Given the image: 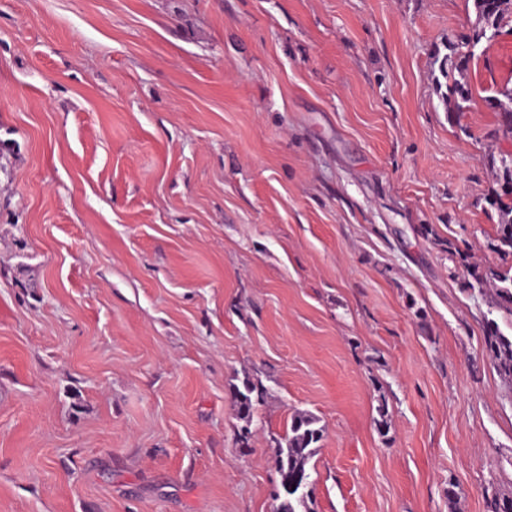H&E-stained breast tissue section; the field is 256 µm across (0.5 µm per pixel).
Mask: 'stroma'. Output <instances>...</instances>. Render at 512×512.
Instances as JSON below:
<instances>
[{"mask_svg": "<svg viewBox=\"0 0 512 512\" xmlns=\"http://www.w3.org/2000/svg\"><path fill=\"white\" fill-rule=\"evenodd\" d=\"M465 0H0V512H487L512 383L452 249L494 266ZM267 392L249 447L232 389ZM386 404L390 428L375 419ZM456 498H448V488ZM475 12V29L472 37L460 44L449 42V53L438 63V70L446 81L447 92L442 101L450 114L463 112L472 101L468 84L456 79L454 72L464 78L468 65L476 55V48L483 42H491L512 22L511 0H472ZM465 48V50H463ZM318 423L319 419L306 411H296L291 417L284 439L285 447L280 446L275 461L284 495L276 508L277 512H311L296 511V507L306 505L310 498L312 481L307 464L324 437V429ZM292 485H295V489H292Z\"/></svg>", "mask_w": 512, "mask_h": 512, "instance_id": "1", "label": "stroma"}]
</instances>
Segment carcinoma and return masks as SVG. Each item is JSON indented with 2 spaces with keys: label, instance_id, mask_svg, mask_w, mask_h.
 I'll return each instance as SVG.
<instances>
[{
  "label": "carcinoma",
  "instance_id": "1",
  "mask_svg": "<svg viewBox=\"0 0 512 512\" xmlns=\"http://www.w3.org/2000/svg\"><path fill=\"white\" fill-rule=\"evenodd\" d=\"M475 12V29L472 37L461 43H448V54L438 61V70L446 81L447 92L442 101L450 114H459L472 101L468 84L460 77L465 75L468 65L476 55L482 42H491L512 22V0H472ZM485 101L497 112L503 133L512 135V87L504 85L491 89ZM502 174L500 191L490 198L491 205L500 213L494 249L502 261L512 259V155L502 153L493 159ZM459 263L466 268L469 279L466 287L485 298L489 307L512 319V265L482 268L471 264L468 257L458 254ZM485 349L499 375L512 382V337L504 335L498 323L489 319L485 326ZM261 385L247 378L242 386L234 387V403L238 417L246 424L244 431L252 425L256 405L263 399ZM324 437L319 419L306 411L295 412L290 421L285 447L280 449L275 465L280 477L284 499L276 512H296L310 498L311 474L307 464Z\"/></svg>",
  "mask_w": 512,
  "mask_h": 512
}]
</instances>
